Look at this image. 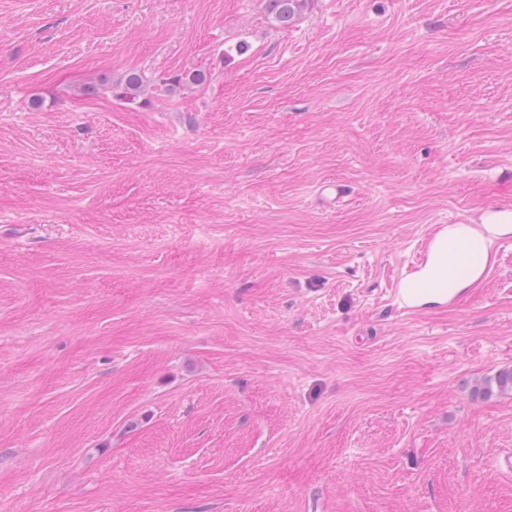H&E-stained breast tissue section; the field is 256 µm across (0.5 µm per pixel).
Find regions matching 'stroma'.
<instances>
[{"mask_svg":"<svg viewBox=\"0 0 512 512\" xmlns=\"http://www.w3.org/2000/svg\"><path fill=\"white\" fill-rule=\"evenodd\" d=\"M494 208L512 0H0V512H512V241L390 301ZM273 21L286 26L295 20L308 6L310 0H264ZM100 82H102L103 86L108 85V88L115 94V97L120 100L133 102L139 95L144 79L140 73L129 72L126 74L125 78L118 83H110L107 78L101 79ZM448 233V253L440 263L429 268L424 273V281L420 288H424L419 303H432L438 301L432 288L435 283L448 276V269L456 264V258L459 253L464 252L470 261L471 273L459 277L455 282V290L466 288L482 272L487 261V255L483 246L482 239L467 225L459 224L449 227L446 224H436L433 226L428 236L420 243L413 262L408 266L405 272H401L391 288V302L394 306L404 312L411 311V300L406 294V284L419 274L425 267L433 249L437 243L447 238ZM417 269V270H416ZM489 269L487 263L481 277L485 276ZM512 392V366L498 370L494 375L483 379L473 387L475 397L486 399L498 393Z\"/></svg>","mask_w":512,"mask_h":512,"instance_id":"stroma-1","label":"stroma"}]
</instances>
